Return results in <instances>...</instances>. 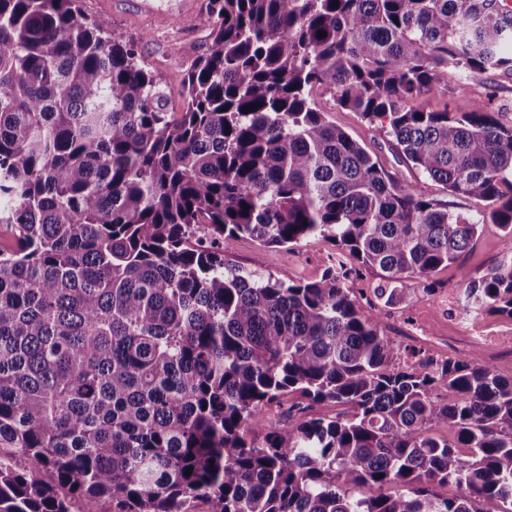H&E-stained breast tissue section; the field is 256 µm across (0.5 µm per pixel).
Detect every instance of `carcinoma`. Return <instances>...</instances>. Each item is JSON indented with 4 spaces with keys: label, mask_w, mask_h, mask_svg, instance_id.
Masks as SVG:
<instances>
[{
    "label": "carcinoma",
    "mask_w": 512,
    "mask_h": 512,
    "mask_svg": "<svg viewBox=\"0 0 512 512\" xmlns=\"http://www.w3.org/2000/svg\"><path fill=\"white\" fill-rule=\"evenodd\" d=\"M79 2L0 0V512H512V378L392 367L346 287L377 268L391 299L496 224L463 308L512 317V126L491 93L406 108L450 69L512 74L507 0H207L178 114ZM317 85L473 211L396 181ZM242 235L336 259L287 284L229 264ZM290 395L345 411L270 426Z\"/></svg>",
    "instance_id": "1"
}]
</instances>
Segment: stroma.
Returning a JSON list of instances; mask_svg holds the SVG:
<instances>
[{
    "label": "stroma",
    "mask_w": 512,
    "mask_h": 512,
    "mask_svg": "<svg viewBox=\"0 0 512 512\" xmlns=\"http://www.w3.org/2000/svg\"><path fill=\"white\" fill-rule=\"evenodd\" d=\"M152 10L139 8L138 0H82V7L93 17H104L114 34L133 43L141 62L158 75L167 94L168 109H184L183 83L196 59L210 43L204 26H189L180 14L181 0H151ZM493 93L500 121L512 126V74L449 72L448 88L428 94L419 106L440 110L451 106L458 112L470 111L475 101ZM318 110L345 129L353 139L375 155L386 171L400 183L412 186L427 198L447 202L455 212L467 213L470 200L448 195L440 183L420 174L407 164L394 141L364 121L358 113L339 107L335 92L326 86L312 92ZM335 248L318 236L302 240L294 253L267 246L247 237L234 241L229 258L236 266L265 276L293 283L313 281L331 264ZM503 256L497 225H484L473 246L455 263L439 269L431 280L432 289L408 278L402 282V295L392 303L378 299L375 290L382 280L380 270L365 268L348 283L361 309L373 310L381 335L393 346V366L413 360L441 362L467 360L479 356L498 374L512 376V318L505 315L466 314L463 292L474 280L496 267Z\"/></svg>",
    "instance_id": "stroma-1"
}]
</instances>
